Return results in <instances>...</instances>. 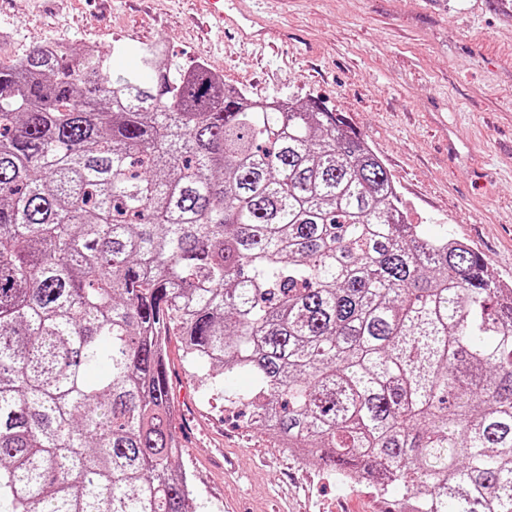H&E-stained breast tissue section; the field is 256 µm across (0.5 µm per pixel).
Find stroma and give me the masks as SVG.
<instances>
[{
	"mask_svg": "<svg viewBox=\"0 0 512 512\" xmlns=\"http://www.w3.org/2000/svg\"><path fill=\"white\" fill-rule=\"evenodd\" d=\"M500 0H257L282 54L199 28L197 0H0V60L46 44L97 46L111 68L137 69L163 43L180 66L204 62L227 86L264 100L321 102L376 152L410 223L476 249L512 283V16ZM173 397L196 407L179 460L198 512H400L397 493L368 495L303 464L224 392L251 380L207 374L169 346Z\"/></svg>",
	"mask_w": 512,
	"mask_h": 512,
	"instance_id": "1",
	"label": "stroma"
}]
</instances>
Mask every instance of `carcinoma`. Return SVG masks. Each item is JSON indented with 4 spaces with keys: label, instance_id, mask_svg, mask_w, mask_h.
Segmentation results:
<instances>
[{
    "label": "carcinoma",
    "instance_id": "carcinoma-1",
    "mask_svg": "<svg viewBox=\"0 0 512 512\" xmlns=\"http://www.w3.org/2000/svg\"><path fill=\"white\" fill-rule=\"evenodd\" d=\"M94 46L0 64V512H194L168 339L418 512H512V288L316 102Z\"/></svg>",
    "mask_w": 512,
    "mask_h": 512
}]
</instances>
